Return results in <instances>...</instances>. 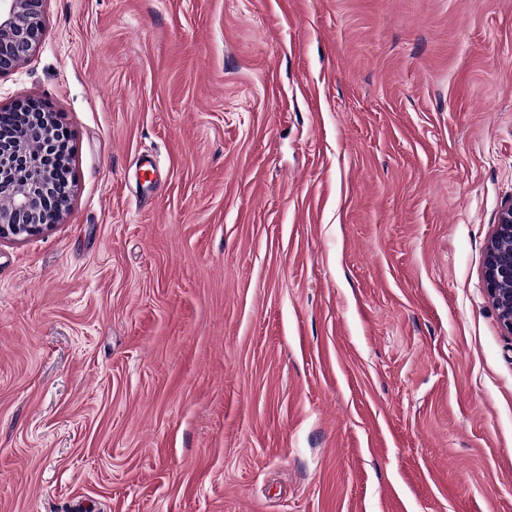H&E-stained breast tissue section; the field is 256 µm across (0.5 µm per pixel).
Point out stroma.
Here are the masks:
<instances>
[{"label": "stroma", "instance_id": "35a3bbf8", "mask_svg": "<svg viewBox=\"0 0 512 512\" xmlns=\"http://www.w3.org/2000/svg\"><path fill=\"white\" fill-rule=\"evenodd\" d=\"M69 139L0 240V512H512V0H44ZM495 226L485 248L483 278L503 329L512 335V202L502 208Z\"/></svg>", "mask_w": 512, "mask_h": 512}]
</instances>
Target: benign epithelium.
I'll use <instances>...</instances> for the list:
<instances>
[{
  "label": "benign epithelium",
  "instance_id": "7a95c632",
  "mask_svg": "<svg viewBox=\"0 0 512 512\" xmlns=\"http://www.w3.org/2000/svg\"><path fill=\"white\" fill-rule=\"evenodd\" d=\"M42 3L0 0V75L15 70L36 51ZM0 112H15L22 119L20 131H0V239H24L63 220L72 183L47 165L44 156L30 152L34 142L47 153L57 150L54 112L37 100L0 106ZM483 278L503 329L512 335V202L502 208L486 244Z\"/></svg>",
  "mask_w": 512,
  "mask_h": 512
}]
</instances>
